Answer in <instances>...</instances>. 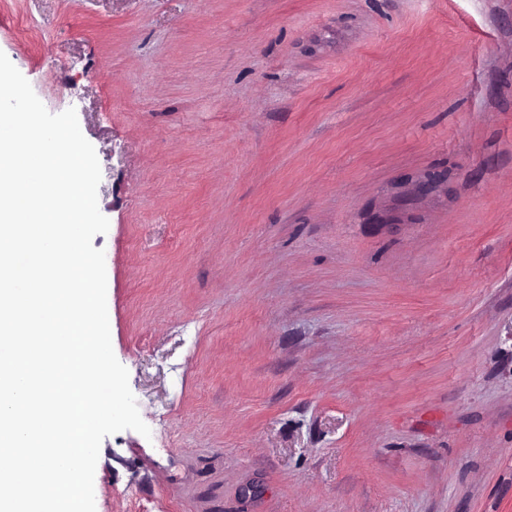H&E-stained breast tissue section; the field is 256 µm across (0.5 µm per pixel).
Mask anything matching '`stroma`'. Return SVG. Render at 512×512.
I'll return each instance as SVG.
<instances>
[{"mask_svg": "<svg viewBox=\"0 0 512 512\" xmlns=\"http://www.w3.org/2000/svg\"><path fill=\"white\" fill-rule=\"evenodd\" d=\"M100 166L151 438L96 512H512V0H0Z\"/></svg>", "mask_w": 512, "mask_h": 512, "instance_id": "obj_1", "label": "stroma"}]
</instances>
